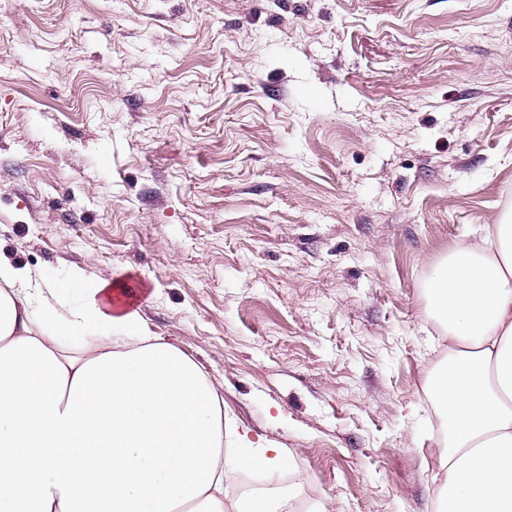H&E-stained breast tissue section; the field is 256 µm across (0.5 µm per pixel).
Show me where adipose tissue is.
Here are the masks:
<instances>
[{
    "instance_id": "obj_1",
    "label": "adipose tissue",
    "mask_w": 512,
    "mask_h": 512,
    "mask_svg": "<svg viewBox=\"0 0 512 512\" xmlns=\"http://www.w3.org/2000/svg\"><path fill=\"white\" fill-rule=\"evenodd\" d=\"M56 286L0 257V512H224V470L284 469L239 436L178 347L151 340L122 283ZM448 337L428 388L445 432L434 512H512V211L427 289ZM75 343L79 354L65 352Z\"/></svg>"
}]
</instances>
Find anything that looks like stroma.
Returning a JSON list of instances; mask_svg holds the SVG:
<instances>
[{
	"instance_id": "1",
	"label": "stroma",
	"mask_w": 512,
	"mask_h": 512,
	"mask_svg": "<svg viewBox=\"0 0 512 512\" xmlns=\"http://www.w3.org/2000/svg\"><path fill=\"white\" fill-rule=\"evenodd\" d=\"M509 208L512 0H0V254L128 283L311 512H427V283Z\"/></svg>"
}]
</instances>
